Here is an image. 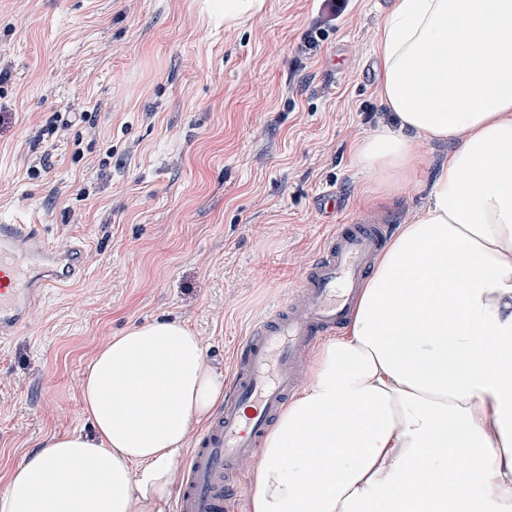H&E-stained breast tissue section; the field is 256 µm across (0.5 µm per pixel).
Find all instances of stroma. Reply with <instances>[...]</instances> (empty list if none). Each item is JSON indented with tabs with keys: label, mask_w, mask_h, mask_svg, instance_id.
Returning <instances> with one entry per match:
<instances>
[{
	"label": "stroma",
	"mask_w": 512,
	"mask_h": 512,
	"mask_svg": "<svg viewBox=\"0 0 512 512\" xmlns=\"http://www.w3.org/2000/svg\"><path fill=\"white\" fill-rule=\"evenodd\" d=\"M201 2L0 0V220L85 250L83 279L0 343V477L43 439L90 432L83 371L132 325L179 321L231 372L333 225L364 208L409 223L453 149L415 141L391 196L353 166L390 118L365 79L376 0H351L309 49L314 0H266L229 31ZM61 112L80 118L55 136Z\"/></svg>",
	"instance_id": "stroma-1"
}]
</instances>
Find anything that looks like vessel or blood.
<instances>
[{
    "mask_svg": "<svg viewBox=\"0 0 512 512\" xmlns=\"http://www.w3.org/2000/svg\"><path fill=\"white\" fill-rule=\"evenodd\" d=\"M392 231L364 212L337 225L270 315L252 322L234 351L231 380L214 420L185 460L175 512H225L245 487L244 465L304 377V352L335 335ZM82 246L58 254L41 225L0 223V341L27 328L47 291L79 280Z\"/></svg>",
    "mask_w": 512,
    "mask_h": 512,
    "instance_id": "vessel-or-blood-1",
    "label": "vessel or blood"
}]
</instances>
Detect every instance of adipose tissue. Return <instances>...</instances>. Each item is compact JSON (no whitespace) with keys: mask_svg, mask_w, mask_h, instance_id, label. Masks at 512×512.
I'll return each instance as SVG.
<instances>
[{"mask_svg":"<svg viewBox=\"0 0 512 512\" xmlns=\"http://www.w3.org/2000/svg\"><path fill=\"white\" fill-rule=\"evenodd\" d=\"M264 4L202 12L229 28ZM375 57L393 120L355 166L394 193L415 139L454 148L265 437L249 512H512V0H394ZM223 400L190 329L131 327L84 371L91 434L25 455L0 512H166L191 428Z\"/></svg>","mask_w":512,"mask_h":512,"instance_id":"ef3b65f1","label":"adipose tissue"}]
</instances>
